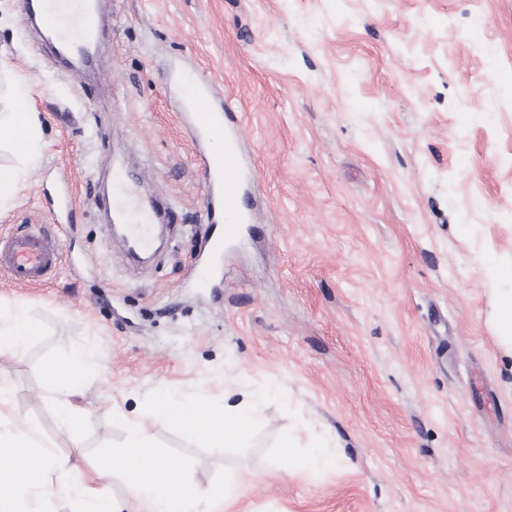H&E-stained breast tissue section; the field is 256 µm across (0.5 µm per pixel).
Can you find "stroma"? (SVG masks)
Returning <instances> with one entry per match:
<instances>
[{
    "instance_id": "1",
    "label": "stroma",
    "mask_w": 512,
    "mask_h": 512,
    "mask_svg": "<svg viewBox=\"0 0 512 512\" xmlns=\"http://www.w3.org/2000/svg\"><path fill=\"white\" fill-rule=\"evenodd\" d=\"M104 23L101 84L83 88L0 0V59L43 131L0 234L44 225L63 254L43 285L0 271V310L35 328L0 355V417L75 483L144 425L196 483H228L223 512H512L492 303L512 291V0H106ZM202 81L243 115L262 228L208 279L218 227L179 118ZM118 154L173 207L141 267L106 219ZM82 349L98 362L67 432L44 373ZM244 390L270 394L244 448L153 419L165 396L228 410ZM285 439L300 456L328 441L336 462L287 473Z\"/></svg>"
}]
</instances>
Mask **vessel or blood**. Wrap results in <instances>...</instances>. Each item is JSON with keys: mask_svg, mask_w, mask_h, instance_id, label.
<instances>
[{"mask_svg": "<svg viewBox=\"0 0 512 512\" xmlns=\"http://www.w3.org/2000/svg\"><path fill=\"white\" fill-rule=\"evenodd\" d=\"M97 0H23L26 15L38 20L42 29L53 38L60 56L74 60L75 75L94 62L92 43L98 29ZM201 91L209 106L206 111L194 113L189 119L195 139L220 140V153L205 151L201 167L205 176L204 192L209 223L222 225L221 236L214 247L237 241L243 225L252 223L251 212L244 205L248 189L256 178L250 160L241 150L242 123L232 108L221 97L215 96L209 85ZM148 211L159 213L157 201L151 197L129 198L116 207L117 223L128 225L126 246L129 252H138L150 243L147 223L136 222V215ZM61 264L56 240L44 228L31 226L25 231L0 237V270L20 285L46 282Z\"/></svg>", "mask_w": 512, "mask_h": 512, "instance_id": "obj_1", "label": "vessel or blood"}]
</instances>
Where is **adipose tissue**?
<instances>
[{"instance_id": "1", "label": "adipose tissue", "mask_w": 512, "mask_h": 512, "mask_svg": "<svg viewBox=\"0 0 512 512\" xmlns=\"http://www.w3.org/2000/svg\"><path fill=\"white\" fill-rule=\"evenodd\" d=\"M10 93L15 104L0 110V134L24 129V137L13 138L11 144L25 160H35L38 121L34 113L20 105L23 87L12 84ZM89 360V353L79 351L48 371L65 410L62 419L65 427L75 424L70 413L77 394L75 380ZM258 406V398L248 392L243 393L235 409L229 412L213 405L206 396L193 400L168 397L156 403L154 417L175 428H191L198 441L239 448L255 420ZM64 467V462L54 458L48 449L36 448L32 434L0 429V512H20L25 496L31 494L62 498L78 493L87 504L86 512H184L186 504L215 505L229 494L224 484L202 487L174 468L155 450L150 435L139 426L130 429L119 452L99 458L80 484L49 480L52 470ZM115 476L125 485V501H116L102 487L103 481Z\"/></svg>"}]
</instances>
